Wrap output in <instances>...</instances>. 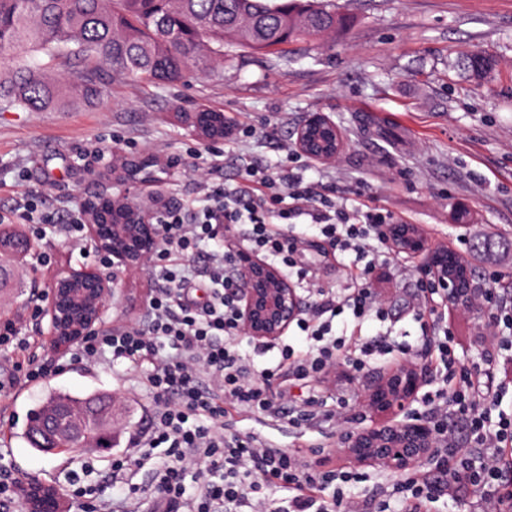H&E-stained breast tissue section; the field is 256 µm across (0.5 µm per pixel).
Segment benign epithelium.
Listing matches in <instances>:
<instances>
[{"label":"benign epithelium","mask_w":512,"mask_h":512,"mask_svg":"<svg viewBox=\"0 0 512 512\" xmlns=\"http://www.w3.org/2000/svg\"><path fill=\"white\" fill-rule=\"evenodd\" d=\"M325 125L336 127L323 113L309 116L297 131L295 145L300 153L317 161L333 159L340 153L344 147L340 135L333 142L331 152L314 150V129ZM126 167L128 174L140 177L142 183L156 181L154 174L148 171L151 167L148 161H131ZM113 205L125 215L127 223L112 225L109 236L99 223L96 200L84 203L87 234L95 249L106 256L112 266L137 269L157 245L158 226L154 223L153 212L125 200H115ZM385 236L395 252L420 258L422 280L443 289L449 301L464 305L486 292L485 283L476 278L459 255H454L455 266L448 267V250L429 246L418 227L391 224L386 227ZM240 270L239 311L245 334L256 340H274L284 335L301 310L295 286L276 267L255 254L242 255ZM114 288L116 284L112 279L92 267L70 269L57 276L46 307L50 335L56 345L65 347L100 329ZM422 382V375L416 369L400 368L379 377L369 406L387 414L388 419L345 432L338 446L359 465L385 463L390 470L405 475L431 459L435 452L431 425L406 411ZM48 418L52 425L43 427L41 433L54 452L57 448L53 443L59 436L84 433L82 424L64 411L53 410ZM31 505L32 512H55L58 501L54 490L36 493Z\"/></svg>","instance_id":"7a95c632"}]
</instances>
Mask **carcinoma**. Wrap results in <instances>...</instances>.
<instances>
[{
  "instance_id": "1",
  "label": "carcinoma",
  "mask_w": 512,
  "mask_h": 512,
  "mask_svg": "<svg viewBox=\"0 0 512 512\" xmlns=\"http://www.w3.org/2000/svg\"><path fill=\"white\" fill-rule=\"evenodd\" d=\"M350 17L332 0H0V112L95 106L109 96L110 77L176 84L194 71L224 67V48L257 55L346 29ZM457 68L475 82L491 78L497 60L474 45ZM16 224H0V287L34 248ZM108 397L50 392L33 409L25 440L50 406L75 415Z\"/></svg>"
}]
</instances>
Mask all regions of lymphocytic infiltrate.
<instances>
[{"mask_svg":"<svg viewBox=\"0 0 512 512\" xmlns=\"http://www.w3.org/2000/svg\"><path fill=\"white\" fill-rule=\"evenodd\" d=\"M286 154L276 170L238 157L241 179L224 181V155L210 153L204 176L198 181L200 204L194 208H163L157 215L159 243L149 257L155 288L148 300L146 325L117 324L83 338L73 348V360L98 363L102 355L145 368V386L153 409L143 431L131 441L125 456L112 462L111 479L121 485L120 509L100 498L83 501L80 512H140L142 488L134 477L150 473L153 512H361L352 487L365 482L367 472L334 469L327 449L288 451L272 447L255 434L229 428V411L282 421L292 427L336 428L345 406L328 404L307 393L308 384L328 379L338 364L359 375L377 359L392 357L399 367L416 365L421 356L435 358L440 377L437 389L425 392L436 444L434 474L419 470L404 481L380 488L375 512H391L392 500L401 512H427L428 502L443 496L482 494L483 512H512V491L492 497L490 488L503 478L501 444L512 438V416L499 410V395L483 387L491 376L495 357L467 366L456 354L457 342L450 321L433 331L428 317L437 307L434 289L418 287L413 317L423 337V349L391 339L389 332L364 338L354 354H346L333 321H385L382 295L373 273L376 256L388 246L384 229L393 215L382 208L365 209L343 201L334 189L309 180ZM307 218L313 229L341 253L350 256L360 271L358 281L339 292L313 291L309 312L295 325L305 336V350L278 341H255L257 351L278 350L275 366L255 368L242 355L244 335L237 299L240 269L224 249L205 251L207 241L245 226L244 248L265 259L283 275L305 279L296 257L306 244V232L292 222ZM208 252L205 268L190 260ZM303 389L295 398L294 389ZM456 416L470 436L461 447L449 416ZM201 479L189 489L186 478ZM285 491L284 503L265 496L267 487Z\"/></svg>","mask_w":512,"mask_h":512,"instance_id":"1","label":"lymphocytic infiltrate"}]
</instances>
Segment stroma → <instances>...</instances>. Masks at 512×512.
Here are the masks:
<instances>
[{"instance_id": "stroma-1", "label": "stroma", "mask_w": 512, "mask_h": 512, "mask_svg": "<svg viewBox=\"0 0 512 512\" xmlns=\"http://www.w3.org/2000/svg\"><path fill=\"white\" fill-rule=\"evenodd\" d=\"M351 19L341 34L308 43L290 63L275 56L229 51L224 68L191 79L188 86L141 87L116 80L107 102L66 112H0V216L20 223L22 199L35 196L38 208L66 223L74 205L96 195L151 204L162 192L172 205L195 199L200 177L187 152L201 140L176 119L200 104L230 116L235 124L253 126L255 139L241 143L225 138L226 158L244 153L257 164L274 167L294 146L296 132L309 115L321 112L340 127L345 145L336 158L315 161L309 178L335 186L338 196L392 211L416 225L432 246L459 252L481 275L512 282V250L476 254L473 240L493 235L512 241V0H336ZM478 45L499 60V76L476 85L456 67L459 52ZM91 139L116 148L114 156L84 162L78 155ZM179 159L167 167L168 159ZM130 160L155 163L158 183L140 185L126 175ZM470 213L454 223L456 205ZM305 255L325 289L346 287L356 270L323 238H311ZM100 266L86 236L65 232L38 240L19 275L26 284L47 288L67 268ZM377 283L394 334L408 333L418 343V327L408 305L419 278L418 262L387 255ZM116 283L109 303L111 324H144L153 286L148 268L105 269ZM28 296L0 292V321L14 322L23 338L39 344L37 361L43 378L0 391V467L25 484L54 487L66 512H77L68 490L72 473L81 484L105 498L115 497L110 478L112 450L42 454L23 437L27 413L45 395L62 390L74 395L112 394L126 411L119 425L118 448L142 428L150 396L140 369L102 360L86 365L57 349L47 321L30 320ZM487 313L456 319L458 357L478 361L487 346ZM383 360L363 375L351 377L339 365L318 388L325 396L348 403L350 428L370 426L378 417L368 408V392L380 375L395 370ZM233 423L261 434L281 449L334 445L331 430L293 429L271 423L255 425L241 414Z\"/></svg>"}]
</instances>
